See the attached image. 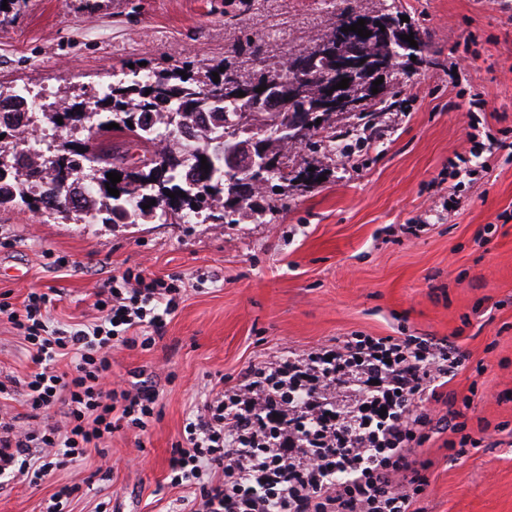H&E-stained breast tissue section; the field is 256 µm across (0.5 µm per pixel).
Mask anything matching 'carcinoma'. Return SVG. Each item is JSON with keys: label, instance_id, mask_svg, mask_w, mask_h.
I'll return each mask as SVG.
<instances>
[{"label": "carcinoma", "instance_id": "cac0c4a2", "mask_svg": "<svg viewBox=\"0 0 512 512\" xmlns=\"http://www.w3.org/2000/svg\"><path fill=\"white\" fill-rule=\"evenodd\" d=\"M336 20L315 43L308 48L291 53L288 66L279 63L265 65L257 77L244 76L238 66L229 65L219 73V81L213 82V72L193 71L184 65L162 69L144 68L139 65L112 82L106 95L86 97L82 94L65 96V103L43 117L55 128H62L67 144L53 151L44 152L34 160L27 151L19 149L23 133L33 123L34 112H29L25 124L1 119L0 171L8 173L5 183H0V207L24 206L41 213L55 214L75 212L101 224L114 223V216L136 202L133 224H153L167 221L174 214L182 219L200 216L214 224L237 223L232 215L253 207L254 199L264 194H276V189L288 188L290 181H317L321 170L303 168L290 175L298 145H287L277 140L265 141V151L280 158L281 168L266 172L256 168L251 172L254 180V196L239 200L231 211L226 202L232 194V185L224 169V156L215 149L212 141L229 132L234 134L238 113L243 103L235 95L234 83L250 84L267 81L278 88L276 102L263 112L251 114L252 124L262 126L275 118L288 119L295 105L297 93H303L306 111H316L323 102L329 85L336 81V72L329 62L319 59L314 70L299 71L295 62L304 54L317 53L326 44L334 49L347 47L363 59L361 69L349 75L351 92L358 87L373 85L370 70L378 64L387 65L386 73L408 72L411 56H422L427 49L421 37H416L419 47L406 49L400 32L414 29L409 23H401L396 0H378L373 14L356 10L349 0H335ZM361 18L388 27L390 38L382 40L378 32L371 31L367 38L354 31L344 32ZM185 75H179V72ZM395 93L384 83L379 85V95L364 100L350 112L356 123L346 131H336V113L321 112L324 124L313 127L307 145L314 152L325 150L344 157L352 148L367 139V132L374 129L380 116L395 107ZM33 99L26 88L0 85V104L15 103L19 106ZM62 118L58 124L56 118ZM110 123L119 124L117 132L132 135V140L142 144L151 157L139 168H124L125 152H114L107 159L99 153V142L112 136L106 129ZM186 154L204 157L209 165L203 170L197 165L185 167L182 158ZM117 172L121 181L116 183L119 196L109 194L107 174ZM175 194L171 198L164 190ZM32 201H27V197ZM155 205L148 209L149 201Z\"/></svg>", "mask_w": 512, "mask_h": 512}]
</instances>
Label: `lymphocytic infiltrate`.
<instances>
[{"label":"lymphocytic infiltrate","instance_id":"1","mask_svg":"<svg viewBox=\"0 0 512 512\" xmlns=\"http://www.w3.org/2000/svg\"><path fill=\"white\" fill-rule=\"evenodd\" d=\"M182 294L127 270L95 289L93 320L65 328L49 320L55 292L30 291L19 309L0 301L34 366L0 380V478L35 484L91 448L106 466L115 433L149 430L158 393L114 380L112 351L154 346ZM462 365L445 339L355 333L251 366L187 418L170 483L187 490L189 512H425L433 462L421 448L444 432L452 452L481 444L464 420L477 385L463 396L448 388ZM18 388L21 416L7 404ZM52 410L58 420L41 422Z\"/></svg>","mask_w":512,"mask_h":512}]
</instances>
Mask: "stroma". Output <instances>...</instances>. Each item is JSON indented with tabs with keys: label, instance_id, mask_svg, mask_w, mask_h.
I'll list each match as a JSON object with an SVG mask.
<instances>
[{
	"label": "stroma",
	"instance_id": "35a3bbf8",
	"mask_svg": "<svg viewBox=\"0 0 512 512\" xmlns=\"http://www.w3.org/2000/svg\"><path fill=\"white\" fill-rule=\"evenodd\" d=\"M430 51L388 79L397 104L351 158L300 148L298 167L324 181L272 198L277 214L243 210L238 223L117 227L72 214L0 207V295L22 306L30 289L55 290L63 324L94 314L93 288L132 269L179 280L184 293L163 338L118 349L112 373L145 371L158 418L144 436L116 435L117 467L95 478L96 451L39 484L0 489V512H39L79 485L72 512H171L169 458L186 417L218 380L341 336H436L465 356L451 389H482L467 412L508 424L496 445L457 460L447 434L434 462L427 512H512V160L474 151L512 142V0H397ZM237 23H229V15ZM334 20L324 0H16L0 13V84L42 95L100 87L129 63L175 62L255 71L312 46ZM64 259L57 267L56 259ZM484 373H476V365Z\"/></svg>",
	"mask_w": 512,
	"mask_h": 512
}]
</instances>
